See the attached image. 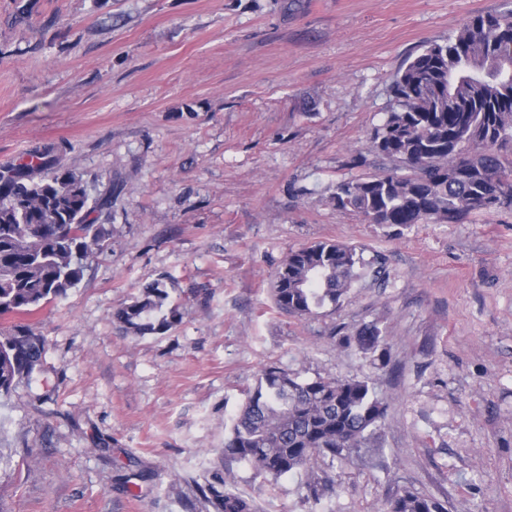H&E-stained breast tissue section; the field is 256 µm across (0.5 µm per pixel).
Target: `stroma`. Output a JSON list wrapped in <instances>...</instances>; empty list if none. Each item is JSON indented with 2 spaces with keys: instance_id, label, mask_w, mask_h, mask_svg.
<instances>
[{
  "instance_id": "obj_1",
  "label": "stroma",
  "mask_w": 512,
  "mask_h": 512,
  "mask_svg": "<svg viewBox=\"0 0 512 512\" xmlns=\"http://www.w3.org/2000/svg\"><path fill=\"white\" fill-rule=\"evenodd\" d=\"M507 0H0V167L68 143L111 192L84 277L39 314L38 381L0 399V512H213L231 470L256 512H379L414 489L447 512H512V209L465 224H371L331 197L393 172L371 134L394 73ZM356 246L378 275L310 319L279 312L289 250ZM164 280L182 320L135 338L114 318ZM385 352L345 345L365 325ZM371 379L372 453L265 480L224 463L263 371Z\"/></svg>"
}]
</instances>
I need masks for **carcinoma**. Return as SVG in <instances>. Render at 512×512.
<instances>
[{"label": "carcinoma", "instance_id": "obj_1", "mask_svg": "<svg viewBox=\"0 0 512 512\" xmlns=\"http://www.w3.org/2000/svg\"><path fill=\"white\" fill-rule=\"evenodd\" d=\"M396 107L374 130L372 149L401 173L338 182L331 201L370 224H463L479 211L512 208V9L475 15L448 38L429 42L393 75ZM67 145L47 144L0 169V318L33 315L82 280L85 254L110 235L112 191L91 201L90 185L63 164ZM364 267L352 246L319 242L290 250L277 267L276 308L307 318L347 296ZM126 333L163 335L182 319L155 281L115 312ZM365 351L385 344L368 325L354 337ZM46 340L29 328L0 333V395L41 372ZM388 403L369 379L301 380L270 366L224 438V459L249 463L269 481L304 473L318 503L334 481L315 476L319 458L368 447ZM221 474L202 490L215 512H254L253 500ZM381 512H445L405 490Z\"/></svg>", "mask_w": 512, "mask_h": 512}]
</instances>
